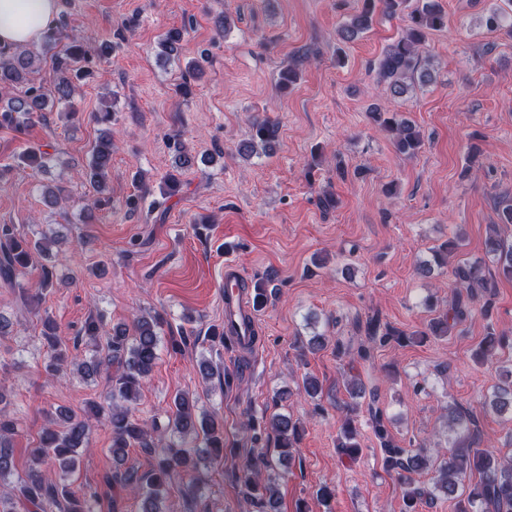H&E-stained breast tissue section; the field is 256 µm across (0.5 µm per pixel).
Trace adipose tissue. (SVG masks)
<instances>
[{"label": "adipose tissue", "mask_w": 512, "mask_h": 512, "mask_svg": "<svg viewBox=\"0 0 512 512\" xmlns=\"http://www.w3.org/2000/svg\"><path fill=\"white\" fill-rule=\"evenodd\" d=\"M58 0H0V44L22 46L52 23Z\"/></svg>", "instance_id": "1"}]
</instances>
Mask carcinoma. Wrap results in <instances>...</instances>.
<instances>
[{
    "mask_svg": "<svg viewBox=\"0 0 512 512\" xmlns=\"http://www.w3.org/2000/svg\"><path fill=\"white\" fill-rule=\"evenodd\" d=\"M360 4V9L337 28V40L347 44L367 32L373 25L379 5L388 15L402 13L405 15L404 30L378 60L377 78L387 84L395 97L406 96L416 87L434 82V69L431 64L421 62L420 49L429 34L443 30L448 24V13L441 0H417L414 5L410 0H360ZM504 21L505 15L500 8L490 9L481 18L488 30L504 28L512 37V23L506 26ZM64 32L65 23L60 18L39 38L40 47L51 53L53 67L59 75L50 91L35 77L41 62L39 55L25 46L0 47V95L9 96L8 108H0V125L21 130L43 117L48 105H69L74 96L75 82L91 74L83 63L91 59L89 44L94 39L93 33L72 36L65 43ZM183 35L181 28H172L166 33L160 43L165 55L178 50ZM307 59L308 53L298 54L280 70L278 87L281 92H288L296 84ZM202 73L198 62H188L177 93L183 97L191 95L192 83L200 79ZM368 115L381 131L389 135L398 153L414 157L424 147L420 131L405 117L378 106L372 107ZM278 131V125L268 119L255 120L251 124L249 139L240 144L238 152L251 155L272 151ZM169 148L178 153L182 166L191 168L195 165V156L181 136H174ZM51 161L49 153L36 147H28L15 156V164L31 169L35 177L43 174ZM111 164L112 140L109 139L93 147L85 172L87 181L99 191L105 186ZM497 228L496 224L489 225L485 242L486 253L493 256L497 273H492L483 260H458L452 267L454 293L448 300V310L431 319L424 329L408 332L384 326L377 317L367 319L365 324L358 326V331L364 336L356 351L358 359L369 360L375 346L391 341L423 344L435 337L449 336L472 314L479 302L482 303L481 314L489 316L491 302L488 295L495 287V275L512 277V247L504 248ZM53 243L55 240L45 234L32 239L18 232L13 225L0 226V279L18 289L19 300L25 306L32 305L34 301L25 282L30 271H39L40 289L52 287L55 269L51 253ZM459 247L458 239L446 240L435 251V260L440 265L448 263L457 255ZM161 325L159 316L141 315L130 325L117 323L108 329L100 316L92 314L85 322L83 333L93 347V354L83 361L69 355V345L50 317L43 319L40 331L50 349L45 366L49 377H57L72 369L85 380L104 368L116 367L104 402H95L93 407L95 414L104 417L112 430L111 451L116 465L124 464L131 447L157 456L154 468L141 479L134 478L127 470L117 471L107 478L109 486L115 483L138 493L141 512H164L166 484L171 471L181 469L187 472L190 489L196 492L203 483L201 464L208 459L224 457V420L214 414H197V401L184 394L174 396L168 416V426L178 441L171 443L159 456L156 455L153 438L155 427L148 426L132 412L131 405L137 401L157 363ZM500 345L494 327L487 326L486 336L476 353L477 360L484 364L493 363ZM507 375L508 380L495 387L483 410L499 415L512 413V371ZM343 387L348 401L343 405L345 417L336 447L354 460L362 452L357 411L358 400L365 397L366 388L360 379L352 375L344 378ZM247 426L253 430L263 427L254 418L248 421ZM369 427L383 452L385 470L395 475L402 487L401 512H419L421 501L432 496L435 490L455 501L456 512H512V456L477 446L479 429L474 410L457 406L448 411V448L444 453H437L441 457L439 461L428 455L424 443L406 448L395 442L379 408L371 412ZM87 428L85 418L66 409L56 410L51 426L45 428L37 447L31 451L28 470L17 475L11 443L15 422L7 416L0 418V478H13L10 489L0 491V512H17L19 504L28 512H51L54 507H61L64 512H94L90 498L75 495L67 483L77 469L80 448L87 440ZM263 428L275 435L278 456L247 460L239 480L242 487L254 493L258 512H278L279 483L274 476L262 478V471L278 470L292 460V449L301 439L302 428L290 414L272 416ZM426 471L433 473L431 491L425 490L417 480Z\"/></svg>",
    "mask_w": 512,
    "mask_h": 512,
    "instance_id": "cac0c4a2",
    "label": "carcinoma"
}]
</instances>
